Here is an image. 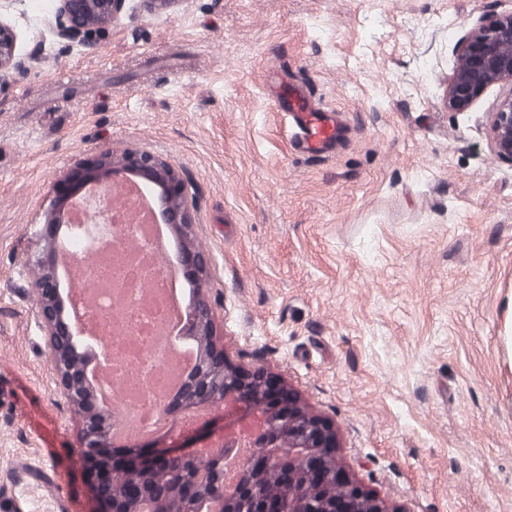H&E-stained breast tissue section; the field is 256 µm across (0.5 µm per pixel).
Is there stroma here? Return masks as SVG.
I'll return each mask as SVG.
<instances>
[{
  "label": "stroma",
  "mask_w": 512,
  "mask_h": 512,
  "mask_svg": "<svg viewBox=\"0 0 512 512\" xmlns=\"http://www.w3.org/2000/svg\"><path fill=\"white\" fill-rule=\"evenodd\" d=\"M53 8L0 0V512H89L29 257L57 182L126 149L187 186L226 357L331 421L353 480L389 512H512V165L488 138L512 85L445 103L456 43L512 0H126L95 50ZM282 79L342 115L333 155L295 149ZM16 38L13 30L0 22V78L17 65Z\"/></svg>",
  "instance_id": "stroma-1"
}]
</instances>
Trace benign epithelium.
I'll return each instance as SVG.
<instances>
[{
    "label": "benign epithelium",
    "mask_w": 512,
    "mask_h": 512,
    "mask_svg": "<svg viewBox=\"0 0 512 512\" xmlns=\"http://www.w3.org/2000/svg\"><path fill=\"white\" fill-rule=\"evenodd\" d=\"M126 0H55L50 26L56 35L93 49L106 32V25L119 21ZM16 38L13 30L0 22V77L17 65ZM456 65L448 75L446 103L448 110L463 112L479 100L486 90L499 83L512 84V14L481 20L461 37L455 48ZM490 148L501 161L512 164V95L501 101L490 117ZM136 176L155 192V207L162 223L170 224L182 237L190 234L192 218L188 190L172 167L155 155L140 150H126L119 155L105 153L95 160L74 167L58 184L59 199L66 202L79 195L90 183H99L102 191L94 202L102 210L111 207L112 180ZM64 226L63 212L45 221L43 246L34 255L42 274L33 284L38 300L36 313L44 330L45 344L52 355V365L65 398L74 402L88 387L86 356L77 347V335L67 320L59 289L57 250ZM180 267L193 271L198 285L196 298L186 311L183 335L207 336L208 349L197 355L196 366L185 389L196 393L188 402L181 398L163 406V413L175 415L181 423L178 437L170 441L137 443L112 454L110 433L99 418L110 413L103 409L88 414L80 433L81 460L93 487L97 512H124L111 493L112 461L130 474H139L162 464H173L191 473L200 484L224 493L221 482L214 480L224 462V452L204 456L208 448L224 447V438L239 432L257 417L264 424L277 422L279 414L288 416V453L298 455L315 481L325 485L327 469L322 463L328 455L336 465L335 508L331 512H388L383 502L362 489L351 478L337 456L339 448L335 426L314 414L278 376L263 368L245 369L224 356V348L214 340L215 312L207 297L209 257L188 246L173 258ZM218 367L227 368L231 377L224 381V409L240 417L239 427L215 430L218 415L209 397L205 375Z\"/></svg>",
    "instance_id": "obj_1"
}]
</instances>
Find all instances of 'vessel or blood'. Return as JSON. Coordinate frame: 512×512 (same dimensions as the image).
I'll use <instances>...</instances> for the list:
<instances>
[{"label": "vessel or blood", "mask_w": 512, "mask_h": 512, "mask_svg": "<svg viewBox=\"0 0 512 512\" xmlns=\"http://www.w3.org/2000/svg\"><path fill=\"white\" fill-rule=\"evenodd\" d=\"M275 107L291 119L300 151L323 158L335 149L342 134L339 121L316 108L304 88L293 84L283 86L276 96Z\"/></svg>", "instance_id": "vessel-or-blood-1"}]
</instances>
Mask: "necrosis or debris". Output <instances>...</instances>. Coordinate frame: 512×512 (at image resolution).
Segmentation results:
<instances>
[{
  "label": "necrosis or debris",
  "instance_id": "4bbe7bcc",
  "mask_svg": "<svg viewBox=\"0 0 512 512\" xmlns=\"http://www.w3.org/2000/svg\"><path fill=\"white\" fill-rule=\"evenodd\" d=\"M91 236H77L73 253L94 269L93 304L84 313L94 338L112 350V368L104 389L112 396V426L123 442L140 439L147 424L161 426L156 408L173 367L162 359V329L168 318L160 300L172 297V277L158 260L133 266L130 257L148 252L151 243L141 225L129 224L121 242L112 240V221L90 219Z\"/></svg>",
  "mask_w": 512,
  "mask_h": 512
}]
</instances>
